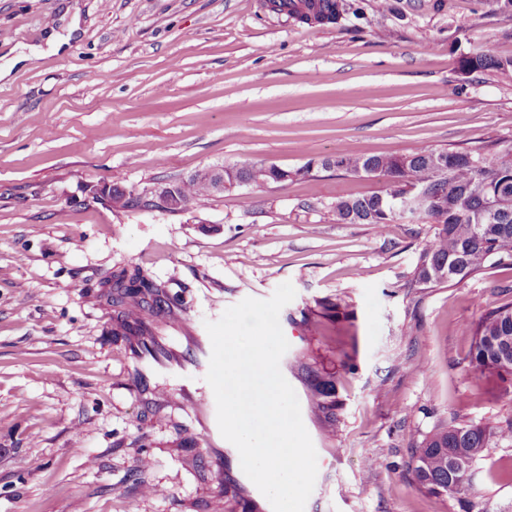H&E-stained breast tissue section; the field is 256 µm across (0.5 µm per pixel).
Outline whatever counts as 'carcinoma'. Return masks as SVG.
<instances>
[{
	"label": "carcinoma",
	"mask_w": 512,
	"mask_h": 512,
	"mask_svg": "<svg viewBox=\"0 0 512 512\" xmlns=\"http://www.w3.org/2000/svg\"><path fill=\"white\" fill-rule=\"evenodd\" d=\"M335 0H277L275 7L290 18L308 10L334 14ZM494 69L512 74V59H499L483 49H475L458 59V72L471 75ZM445 159L448 176L436 172L435 161ZM321 167L346 174L377 172L387 187L361 197L336 200L333 209L341 224H372L380 231L400 219V197L417 189L424 206L415 222L434 225L431 241L423 247L408 288H443L478 274L487 267L512 259V153L500 154L495 144L459 151L436 149L427 143L402 154L374 155L336 151L321 161ZM224 178L229 188L242 179L257 186L272 182L262 165L255 162L227 166ZM187 203L201 204L212 197L210 184L191 175L177 186ZM109 206L116 210H141L139 201L121 187L109 189ZM112 283L124 297L123 306L113 310L112 319L122 335L134 336L135 352L156 357L164 353L160 322L174 314L166 286L136 266L118 267L99 282ZM473 342L469 367L474 376L495 372L512 376V351L504 353L500 339L512 336V303L487 310L472 326ZM322 409L336 420V382L330 374L307 368ZM512 446V418L495 427L440 422L421 436L411 449L410 472L414 482L443 499H461L469 484L468 473H452L450 457L466 455L474 461L488 448ZM226 512H256L241 486L224 480Z\"/></svg>",
	"instance_id": "1"
}]
</instances>
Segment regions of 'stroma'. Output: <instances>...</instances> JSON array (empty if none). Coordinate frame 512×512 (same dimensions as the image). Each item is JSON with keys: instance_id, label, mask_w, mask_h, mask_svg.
Returning a JSON list of instances; mask_svg holds the SVG:
<instances>
[{"instance_id": "obj_1", "label": "stroma", "mask_w": 512, "mask_h": 512, "mask_svg": "<svg viewBox=\"0 0 512 512\" xmlns=\"http://www.w3.org/2000/svg\"><path fill=\"white\" fill-rule=\"evenodd\" d=\"M262 2L0 0V512H224L196 420L169 404L204 372L154 368L140 386L103 325L97 284L125 265L164 282L199 327L294 286L280 369L317 452L305 512H512V447L485 451L461 502L409 471L437 421L512 418L499 397L512 379L468 367L470 325L512 303V260L408 287L432 225L337 223V198L381 183L332 169L177 215L88 192L245 160L294 169L340 147L512 150V77L457 71L477 48L512 58V13L493 0H358L363 19L340 27ZM50 29L65 39L55 53ZM308 366L337 376L336 420Z\"/></svg>"}]
</instances>
